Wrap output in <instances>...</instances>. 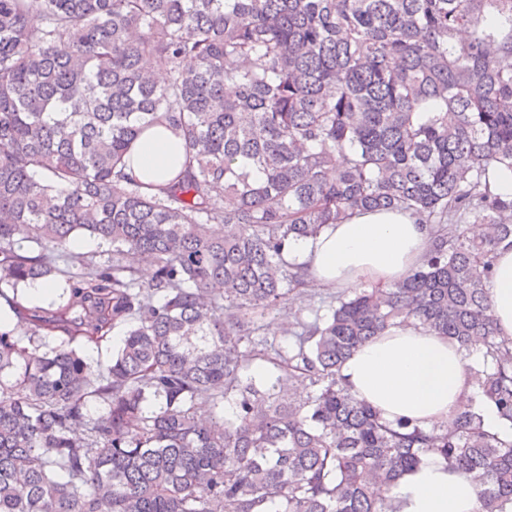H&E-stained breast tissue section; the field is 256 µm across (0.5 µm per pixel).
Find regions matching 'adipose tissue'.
<instances>
[{
	"instance_id": "1",
	"label": "adipose tissue",
	"mask_w": 512,
	"mask_h": 512,
	"mask_svg": "<svg viewBox=\"0 0 512 512\" xmlns=\"http://www.w3.org/2000/svg\"><path fill=\"white\" fill-rule=\"evenodd\" d=\"M185 162L181 141L169 128L146 131L137 141L130 165L136 178L163 187ZM430 244L428 225L405 210L358 211L317 237L288 245L289 260L306 265L314 289L353 288L362 283L389 287L419 266ZM495 325L512 336V248L500 247L486 282ZM481 344L461 351L457 343L422 327L403 323L359 347L340 368L351 393L380 411L389 422L400 418L426 429H450L463 398L477 392L481 377L471 371ZM383 496L396 512H475V488L430 454Z\"/></svg>"
}]
</instances>
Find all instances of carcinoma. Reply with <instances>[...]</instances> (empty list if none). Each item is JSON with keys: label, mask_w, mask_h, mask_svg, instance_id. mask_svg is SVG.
I'll list each match as a JSON object with an SVG mask.
<instances>
[{"label": "carcinoma", "mask_w": 512, "mask_h": 512, "mask_svg": "<svg viewBox=\"0 0 512 512\" xmlns=\"http://www.w3.org/2000/svg\"><path fill=\"white\" fill-rule=\"evenodd\" d=\"M499 55L512 0H0V288L64 274L78 232L108 247L72 257L54 319L6 298L31 334L0 329V512H393L380 487L427 454L476 512H507L512 440L484 424L491 406L512 429V338L485 288L512 247L490 181L512 170ZM155 126L185 163L153 193L126 157ZM375 208L429 225L423 263L304 320L288 243ZM398 322L483 340L454 430L386 422L342 381ZM117 324L96 370L75 344Z\"/></svg>", "instance_id": "carcinoma-1"}]
</instances>
